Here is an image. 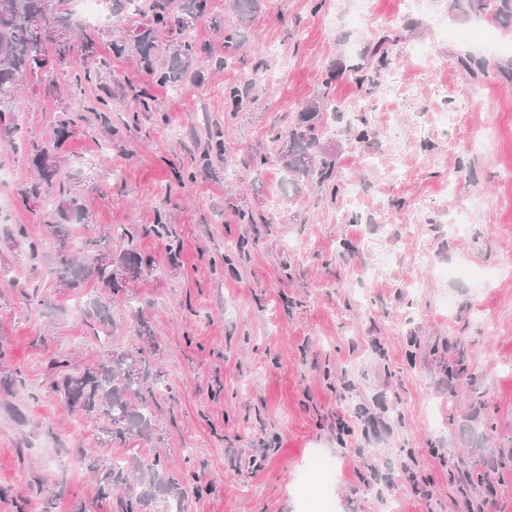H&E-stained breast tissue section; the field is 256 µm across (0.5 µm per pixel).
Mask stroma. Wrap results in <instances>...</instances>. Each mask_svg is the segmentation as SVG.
Masks as SVG:
<instances>
[{
	"mask_svg": "<svg viewBox=\"0 0 512 512\" xmlns=\"http://www.w3.org/2000/svg\"><path fill=\"white\" fill-rule=\"evenodd\" d=\"M407 2L373 0L359 27L354 0H261L236 61L219 68L231 15L210 0L192 29L208 49L203 79L184 81L179 95L135 54L113 55V41L146 22L129 13L87 26L61 63L28 78L14 114L25 137L48 142L60 122L72 124L58 157L86 216L63 243L90 258L116 252L126 243L113 230L126 226L158 264L133 282L134 303L109 299L118 329L99 342L82 305L96 283L81 294L61 288L46 260L28 258L18 229L48 253L63 243L47 234L42 204L22 197L34 177L27 150L0 141V349L22 376L0 391V512H44L49 499L54 512H117L94 470L157 453L206 486L186 512H302L297 489L317 454L336 465L331 512H384L386 499L359 475L373 466L387 477L408 459L435 493L421 500L399 487V512H452L448 473L471 448L512 453V79L497 69L512 53L439 34L483 27L512 43V25L455 0H430L426 16ZM378 43L381 68L369 64ZM259 61L255 100L230 113L225 87L254 78ZM88 66L92 83L69 94ZM326 81L340 106L323 120L339 191L297 194L277 160L256 157ZM136 89L155 111L133 113ZM107 92L111 136L92 110ZM444 112L456 123L443 125ZM363 121L377 132L367 144L347 132ZM215 124L224 154L208 157ZM239 207L267 223H239ZM159 216L176 233L174 267L166 241L143 232ZM134 306L153 331L161 387L154 429L136 445L69 410L47 378L58 356L84 367L107 349L141 347ZM460 354L467 380L451 388L445 368ZM348 380L353 390L340 392ZM363 410L378 434L340 445L337 413L354 420Z\"/></svg>",
	"mask_w": 512,
	"mask_h": 512,
	"instance_id": "35a3bbf8",
	"label": "stroma"
}]
</instances>
